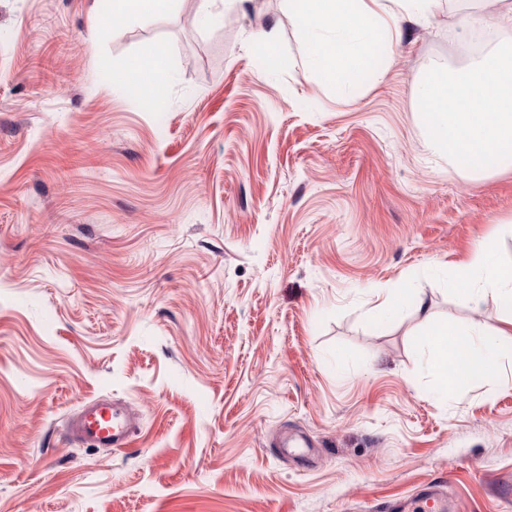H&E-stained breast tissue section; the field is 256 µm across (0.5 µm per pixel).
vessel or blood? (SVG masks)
<instances>
[{"instance_id":"obj_1","label":"vessel or blood","mask_w":512,"mask_h":512,"mask_svg":"<svg viewBox=\"0 0 512 512\" xmlns=\"http://www.w3.org/2000/svg\"><path fill=\"white\" fill-rule=\"evenodd\" d=\"M138 429L137 415L130 407L109 398H97L73 415L67 437L94 448L118 450L131 445ZM422 500L428 512H447L443 484L428 485Z\"/></svg>"}]
</instances>
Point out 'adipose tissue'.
Instances as JSON below:
<instances>
[{
  "label": "adipose tissue",
  "mask_w": 512,
  "mask_h": 512,
  "mask_svg": "<svg viewBox=\"0 0 512 512\" xmlns=\"http://www.w3.org/2000/svg\"><path fill=\"white\" fill-rule=\"evenodd\" d=\"M174 0H108L106 12L97 14L94 35L106 38L112 17L152 18L170 12ZM288 13L302 37L311 71L329 80L337 90L359 85L380 71L378 54L384 42L402 37L400 22L406 17L425 18L436 0H286ZM512 71V52L501 50L473 66L447 75L435 73L421 91L424 122L433 147L466 172L486 170L491 162L512 167V82L487 84L468 111L449 105V85L468 89L487 73ZM166 57L158 52L132 59L118 73L119 81L141 90L163 83ZM464 304L479 308L493 297L504 312L496 332H470L450 322L433 320L420 292L405 288L385 297L375 307V321H383L410 308L429 321L426 368L433 378L434 394L453 398L464 388L492 381H507L512 366V265L500 262L491 242L475 245L469 262L460 265L444 283Z\"/></svg>",
  "instance_id": "ef3b65f1"
}]
</instances>
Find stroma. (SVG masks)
I'll return each mask as SVG.
<instances>
[{
    "mask_svg": "<svg viewBox=\"0 0 512 512\" xmlns=\"http://www.w3.org/2000/svg\"><path fill=\"white\" fill-rule=\"evenodd\" d=\"M93 3L0 0V512H373L445 477L457 512H505L512 383L434 398L420 315L371 317L381 288L476 331L501 315L434 285L482 240L512 262V168L460 173L418 98L474 62L463 0L403 19L343 94L284 0L207 26L176 0L103 40ZM159 47L161 111L100 79ZM99 396L138 414L131 447L61 442Z\"/></svg>",
    "mask_w": 512,
    "mask_h": 512,
    "instance_id": "1",
    "label": "stroma"
}]
</instances>
